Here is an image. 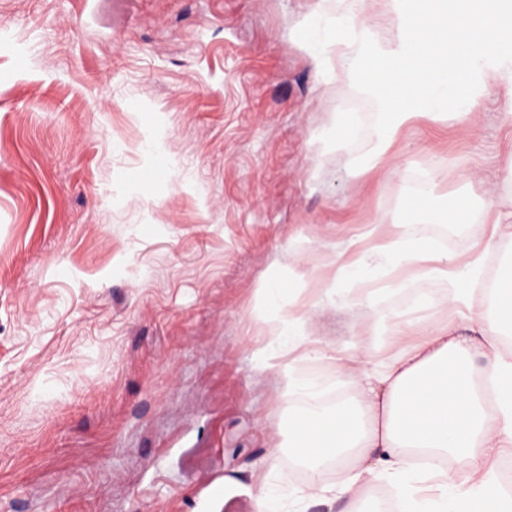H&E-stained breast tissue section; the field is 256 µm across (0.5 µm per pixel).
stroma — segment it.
I'll use <instances>...</instances> for the list:
<instances>
[{"label": "stroma", "mask_w": 512, "mask_h": 512, "mask_svg": "<svg viewBox=\"0 0 512 512\" xmlns=\"http://www.w3.org/2000/svg\"><path fill=\"white\" fill-rule=\"evenodd\" d=\"M349 8L0 0V512H253L260 480L303 487L251 359L256 280L313 297L333 249L418 198H470L467 222L425 229L462 258L512 211L502 86L364 171L381 114L304 45L310 17ZM148 140L170 165L145 195ZM364 277L372 301L326 303L313 336L384 355L438 320L423 294L442 281Z\"/></svg>", "instance_id": "obj_1"}]
</instances>
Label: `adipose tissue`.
<instances>
[{"label":"adipose tissue","instance_id":"obj_1","mask_svg":"<svg viewBox=\"0 0 512 512\" xmlns=\"http://www.w3.org/2000/svg\"><path fill=\"white\" fill-rule=\"evenodd\" d=\"M395 35L387 40L362 12L346 19L357 35L340 41L335 30L309 24L305 45L313 54H337L335 74L375 100L382 118L367 153L366 169L389 166L399 130L419 115L467 118L487 82L508 87L504 106L512 112V0H413L397 9ZM466 204L448 211L413 212L406 223L365 225L371 242L356 263L334 256L329 266L336 284L348 282L354 264L401 270L425 265L426 275L448 281L451 293L428 302L472 304L488 255L512 243V224L490 215L481 252L467 263L436 253L428 243V223L459 224ZM283 283L261 277L255 288L251 349L256 367L276 374L279 397L293 415L288 420L293 458L308 470L295 492L296 506L307 500H345L344 512L358 505L374 484L389 486L398 512H512V492L503 489L499 463L512 449V260L501 262L488 289L489 320H475L469 334L452 321L427 327L425 336L384 360L366 345L334 349L311 334L318 301L285 303ZM336 364V375L350 388L333 408L321 402L322 389L297 379L286 356ZM465 471L448 480L447 458ZM343 478L328 482L330 470Z\"/></svg>","mask_w":512,"mask_h":512}]
</instances>
